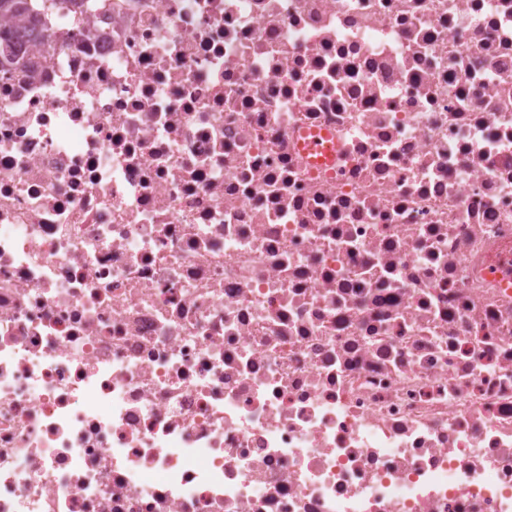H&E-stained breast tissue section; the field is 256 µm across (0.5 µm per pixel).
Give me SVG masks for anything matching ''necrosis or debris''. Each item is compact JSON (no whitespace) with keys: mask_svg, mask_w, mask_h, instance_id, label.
I'll use <instances>...</instances> for the list:
<instances>
[{"mask_svg":"<svg viewBox=\"0 0 512 512\" xmlns=\"http://www.w3.org/2000/svg\"><path fill=\"white\" fill-rule=\"evenodd\" d=\"M29 45L0 512H512V0H82Z\"/></svg>","mask_w":512,"mask_h":512,"instance_id":"necrosis-or-debris-1","label":"necrosis or debris"}]
</instances>
